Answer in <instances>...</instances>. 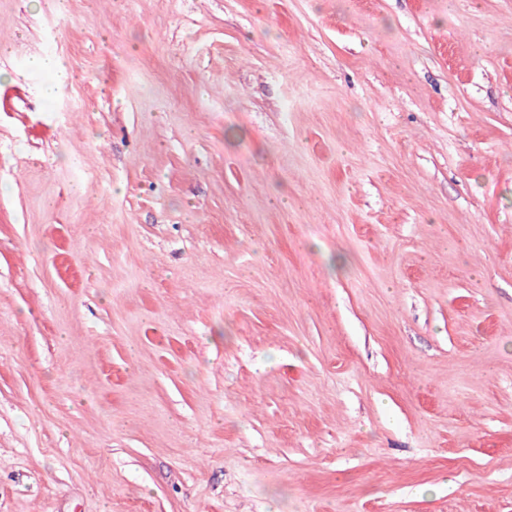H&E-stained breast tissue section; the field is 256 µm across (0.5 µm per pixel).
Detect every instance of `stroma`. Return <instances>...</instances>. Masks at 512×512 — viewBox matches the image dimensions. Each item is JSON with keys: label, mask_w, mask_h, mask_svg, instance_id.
I'll list each match as a JSON object with an SVG mask.
<instances>
[{"label": "stroma", "mask_w": 512, "mask_h": 512, "mask_svg": "<svg viewBox=\"0 0 512 512\" xmlns=\"http://www.w3.org/2000/svg\"><path fill=\"white\" fill-rule=\"evenodd\" d=\"M0 512H512V0H0Z\"/></svg>", "instance_id": "35a3bbf8"}]
</instances>
